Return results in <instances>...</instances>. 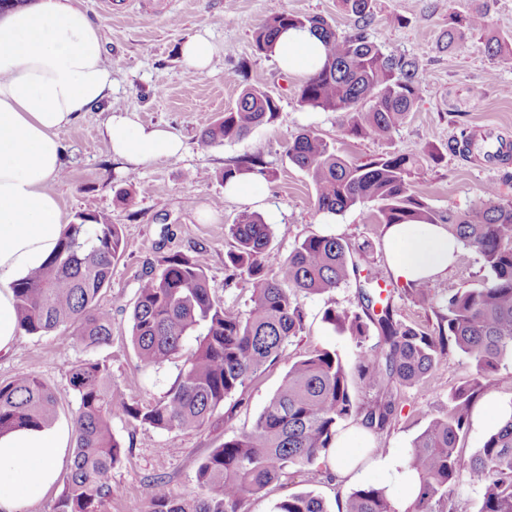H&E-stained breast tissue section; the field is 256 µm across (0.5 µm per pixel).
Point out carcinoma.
I'll return each instance as SVG.
<instances>
[{"label":"carcinoma","mask_w":512,"mask_h":512,"mask_svg":"<svg viewBox=\"0 0 512 512\" xmlns=\"http://www.w3.org/2000/svg\"><path fill=\"white\" fill-rule=\"evenodd\" d=\"M353 28L339 31L318 15L282 13L253 30L257 52L272 53L278 35L306 28L321 40L325 59L297 89L307 107L348 114L345 137L386 138L413 111L422 74L417 61L387 54L370 38L372 0H341ZM493 0H482L472 13L448 15L443 47L453 51L466 38L479 37L485 54L512 57V36L487 35ZM279 100L255 86L244 87L235 106L207 126L198 138L202 149L242 139L275 121ZM288 157L314 188L318 212L338 215L366 202L378 204L379 223L441 224L460 244L475 250L486 275L479 286L448 291L434 331L398 318L391 296L381 297L379 283L361 275L371 244L334 235H311L295 244L272 270V230L258 216L244 214L230 225L233 249L225 266L243 276L252 290L251 306L240 311L212 296L203 249L164 257L159 271L142 280L132 310L131 342L147 366L180 363L166 395L143 408L112 387V372L100 360L73 368L69 385L78 397L72 418L75 440L70 471L54 512H98L112 498V469L127 448L112 434V416L159 430L204 426L224 400L246 387L279 359L303 330L298 296L333 291L355 280L362 298L358 310L328 308L323 319L351 338L359 352L349 365L327 349L294 362L254 424L212 449L197 471L200 493L172 499L157 484L144 485L150 512H240V504L278 481L292 467L327 458L342 423L362 422L374 433L391 426L403 388L424 381L454 353L468 356L475 376L448 395V411L432 418L412 441L406 464L416 483L407 512H448V495L464 477L482 487L478 512H512V411L490 432L467 461L457 452L469 429L471 408L508 360H512V200L495 188L475 209L436 213L419 195L411 175L417 149L387 152L354 163L318 134L307 130L292 140ZM255 171L267 175L255 156L224 168L222 180ZM70 224L43 267L15 284V312L21 336L71 330L81 343L96 347L112 337V314L98 296L123 252L120 228L96 212ZM410 296L436 309L431 288L414 284ZM380 309H375L376 305ZM379 342L367 346L372 333ZM195 347L183 353L187 337ZM376 391L363 404L354 385ZM57 398L39 377L22 374L0 383V436L20 428L38 430L55 420ZM273 512H327L313 492H300L274 505ZM342 512H396L384 487L366 484L353 490Z\"/></svg>","instance_id":"obj_1"}]
</instances>
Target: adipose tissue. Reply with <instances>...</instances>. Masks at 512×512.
<instances>
[{"instance_id":"ef3b65f1","label":"adipose tissue","mask_w":512,"mask_h":512,"mask_svg":"<svg viewBox=\"0 0 512 512\" xmlns=\"http://www.w3.org/2000/svg\"><path fill=\"white\" fill-rule=\"evenodd\" d=\"M284 72L310 73L324 49L309 32H283L273 49ZM112 95V72L103 59L98 25L80 0H38L0 15V353L19 334L13 285L41 267L66 230L52 191L64 167L59 133ZM106 132L114 155L142 166L175 159L180 138L111 114ZM393 275L412 284L432 281L457 262L459 242L440 224H393L386 231ZM371 432L341 430L332 453L337 479L364 474L353 451L368 447ZM64 432L19 429L0 437V512L39 501L57 480L66 456Z\"/></svg>"}]
</instances>
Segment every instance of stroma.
Masks as SVG:
<instances>
[{
    "label": "stroma",
    "instance_id": "obj_1",
    "mask_svg": "<svg viewBox=\"0 0 512 512\" xmlns=\"http://www.w3.org/2000/svg\"><path fill=\"white\" fill-rule=\"evenodd\" d=\"M480 0H373L371 38L385 52L416 58L423 74L413 112L389 138H346L340 132L342 115L300 106L296 90L302 78L284 73L273 56L257 53L252 31L263 20L284 12L324 17L337 30L351 27L339 0H131L119 12L102 0H82L99 25L104 59L112 71V96L99 110L81 115L63 129L62 178L53 183L67 223L95 210L118 224L123 253L98 303L112 313L109 344L88 348L55 332L18 338L14 349L0 354V382L30 373L53 388L58 400L55 426L71 428L77 398L68 385L70 371L81 361H106L112 385L129 401L146 407L160 400L177 377L175 367L144 366L130 343V314L141 280L158 270L163 257L204 248L206 275L212 294L239 309L251 305L248 285L230 278L225 265L231 247L228 228L245 214L256 213L270 224L273 257L285 258L294 244L314 234H332L372 244L369 264L390 292L402 321L432 326L429 309L413 302L408 287L393 276L386 256L385 229L377 220V205L367 202L336 216L316 213L314 189L302 170L288 158V144L299 132L311 130L351 161L389 151L418 147L421 165L414 177L417 191L436 211H465L480 204L487 186L512 200V159L490 161L481 155L463 157L449 151L451 142L470 136L501 135L512 139V60H493L478 39H467L456 50L443 49L440 38L452 12L475 11ZM208 37L217 52L208 70L191 73L179 54L180 45L195 35ZM269 91L279 100L278 119L246 137L201 150V131L232 108L242 83ZM126 112L145 125H162L184 142L180 159L159 160L131 167L112 156L104 135L110 114ZM441 162H432L433 154ZM261 156L268 174L259 200L225 197L220 178L225 166ZM129 191V201L118 198ZM485 272L478 253L462 249L456 266L433 283L437 295L478 286ZM303 330L281 358L268 366L244 390L225 400L203 427L159 430L133 427L126 416L114 415L112 432L130 452L112 471L113 493L101 512H147L144 483L157 481L167 496L183 499L198 494L196 471L212 448L234 433L250 428L275 392L289 367L305 354L321 349L337 352L353 363L358 348L349 337L324 322L326 308L358 309L355 285L320 295H304ZM473 364L456 354L442 362L424 382L404 388L389 429L376 435L380 447L406 456L413 439L428 421L448 405V392L469 380ZM512 404V363L502 367L483 395L474 402L467 435L458 453L470 458L493 430L484 419L487 402ZM354 488L337 480L321 465L294 467L278 482L246 497L241 512H272L288 495L311 491L328 512H337Z\"/></svg>",
    "mask_w": 512,
    "mask_h": 512
}]
</instances>
